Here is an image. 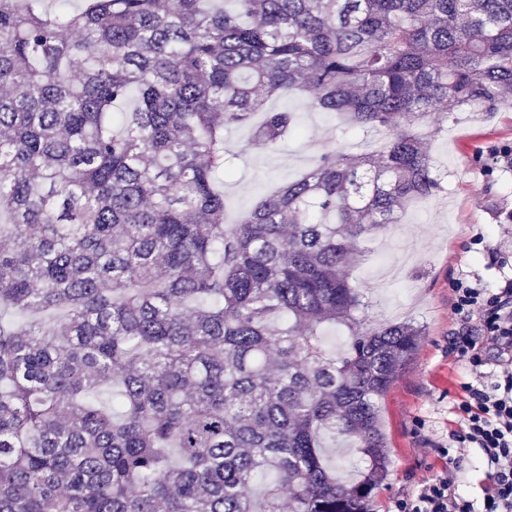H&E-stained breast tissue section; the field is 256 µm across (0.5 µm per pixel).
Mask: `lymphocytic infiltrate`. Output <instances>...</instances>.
Segmentation results:
<instances>
[{
  "label": "lymphocytic infiltrate",
  "instance_id": "1",
  "mask_svg": "<svg viewBox=\"0 0 512 512\" xmlns=\"http://www.w3.org/2000/svg\"><path fill=\"white\" fill-rule=\"evenodd\" d=\"M454 310L476 322L489 344L482 353L470 337L458 339L473 379L453 409L459 444L479 449L487 483L481 496H472L451 469L398 500L396 512H512V274L489 283L462 273Z\"/></svg>",
  "mask_w": 512,
  "mask_h": 512
}]
</instances>
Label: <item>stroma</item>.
<instances>
[{
  "mask_svg": "<svg viewBox=\"0 0 512 512\" xmlns=\"http://www.w3.org/2000/svg\"><path fill=\"white\" fill-rule=\"evenodd\" d=\"M269 106L294 112L306 136L286 140L271 152L252 143L251 128L225 131L226 148L238 156L234 178L223 184L227 223L295 180L320 153L337 148L373 152L383 144L376 132L340 133L328 114L311 110L301 95L271 99ZM428 142L441 191L409 208L398 224L375 237L351 272L371 323L407 319L426 332L378 401L391 466L385 482L371 494V512H394L398 499L454 465L470 494L481 496L485 483L477 449H467L455 460L448 456L459 431L452 407L463 399V385L472 379L454 342L466 334L477 344L485 342L479 330L468 329L454 314L453 289L465 271L491 283L500 277L499 256L485 244L512 229V169L492 154L512 144V106L482 117L457 113L441 120ZM478 234L485 236V244L473 243Z\"/></svg>",
  "mask_w": 512,
  "mask_h": 512,
  "instance_id": "1",
  "label": "stroma"
}]
</instances>
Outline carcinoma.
Masks as SVG:
<instances>
[{"label": "carcinoma", "mask_w": 512, "mask_h": 512, "mask_svg": "<svg viewBox=\"0 0 512 512\" xmlns=\"http://www.w3.org/2000/svg\"><path fill=\"white\" fill-rule=\"evenodd\" d=\"M224 3L0 0V512H368L386 477L424 331L368 323L349 269L440 188L430 116L512 103V0ZM301 90L383 148L225 224L224 130L262 112L276 150ZM328 457L333 465H336V459L341 461L342 468L339 470V475L343 478L354 479L358 474L367 467L366 458L359 452L358 448H343L336 454V448H327Z\"/></svg>", "instance_id": "carcinoma-1"}]
</instances>
